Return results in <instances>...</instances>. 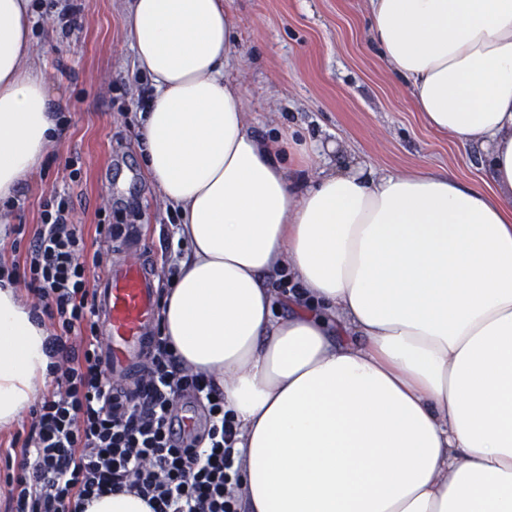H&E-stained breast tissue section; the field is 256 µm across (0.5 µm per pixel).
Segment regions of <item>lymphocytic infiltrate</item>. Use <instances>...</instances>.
Wrapping results in <instances>:
<instances>
[{
  "label": "lymphocytic infiltrate",
  "mask_w": 512,
  "mask_h": 512,
  "mask_svg": "<svg viewBox=\"0 0 512 512\" xmlns=\"http://www.w3.org/2000/svg\"><path fill=\"white\" fill-rule=\"evenodd\" d=\"M69 195L42 204L23 258L0 262V281L24 288L33 318L47 323L50 386L29 413L24 437L5 456L4 512H87L112 493L142 498L152 512H238L233 422L214 379L183 364L162 333L132 386H112L101 368L98 307L89 271L103 267L111 225L88 246ZM202 422L179 437L170 428L187 407Z\"/></svg>",
  "instance_id": "obj_1"
}]
</instances>
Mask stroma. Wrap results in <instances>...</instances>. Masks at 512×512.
<instances>
[{
	"mask_svg": "<svg viewBox=\"0 0 512 512\" xmlns=\"http://www.w3.org/2000/svg\"><path fill=\"white\" fill-rule=\"evenodd\" d=\"M78 4L80 27L67 33L47 0L37 4L33 48L47 62L67 124L22 183L19 207L0 211V260L16 256L15 226L39 223L42 200L64 190L74 222L86 232L99 224H137V236L104 244L105 263L133 247L158 270L174 212L146 178L135 147L140 123L131 101L140 85L126 26L129 0ZM232 15L239 46L227 76L241 91L254 133L287 128L315 144H336L315 158L317 170L349 157L378 177L450 169L463 184L481 183L478 150L427 128L409 90L370 44L367 0H233Z\"/></svg>",
	"mask_w": 512,
	"mask_h": 512,
	"instance_id": "35a3bbf8",
	"label": "stroma"
}]
</instances>
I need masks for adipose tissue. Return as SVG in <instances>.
<instances>
[{
  "label": "adipose tissue",
  "instance_id": "obj_1",
  "mask_svg": "<svg viewBox=\"0 0 512 512\" xmlns=\"http://www.w3.org/2000/svg\"><path fill=\"white\" fill-rule=\"evenodd\" d=\"M233 0H132L154 96L145 174L188 250L162 332L234 422L245 512H512V0H368L369 40L426 124L488 179L263 140L225 78ZM30 0H0V199L59 133ZM295 289L279 301L268 275ZM47 330L0 287V426L48 374Z\"/></svg>",
  "mask_w": 512,
  "mask_h": 512
}]
</instances>
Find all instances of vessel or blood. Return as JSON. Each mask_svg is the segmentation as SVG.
I'll return each mask as SVG.
<instances>
[{"label":"vessel or blood","instance_id":"b4317fda","mask_svg":"<svg viewBox=\"0 0 512 512\" xmlns=\"http://www.w3.org/2000/svg\"><path fill=\"white\" fill-rule=\"evenodd\" d=\"M101 328L108 345L102 366L115 383L134 372L148 350V330L156 318V286L136 258L111 265L98 292Z\"/></svg>","mask_w":512,"mask_h":512}]
</instances>
